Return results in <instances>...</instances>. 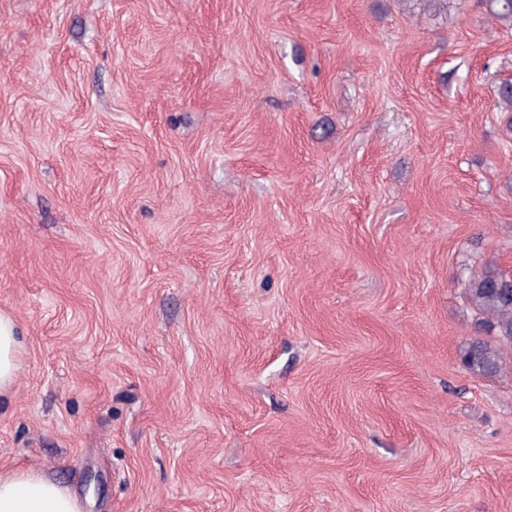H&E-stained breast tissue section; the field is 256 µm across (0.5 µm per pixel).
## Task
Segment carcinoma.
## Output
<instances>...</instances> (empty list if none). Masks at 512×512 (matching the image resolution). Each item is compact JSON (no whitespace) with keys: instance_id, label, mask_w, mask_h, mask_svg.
<instances>
[{"instance_id":"obj_1","label":"carcinoma","mask_w":512,"mask_h":512,"mask_svg":"<svg viewBox=\"0 0 512 512\" xmlns=\"http://www.w3.org/2000/svg\"><path fill=\"white\" fill-rule=\"evenodd\" d=\"M489 15L512 24V0H483ZM476 309L496 332L494 341L475 340L462 349L463 364L474 372L493 375L503 368L504 349L512 348V283L495 273L474 281L468 289Z\"/></svg>"}]
</instances>
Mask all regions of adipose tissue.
I'll use <instances>...</instances> for the list:
<instances>
[{
	"instance_id": "1",
	"label": "adipose tissue",
	"mask_w": 512,
	"mask_h": 512,
	"mask_svg": "<svg viewBox=\"0 0 512 512\" xmlns=\"http://www.w3.org/2000/svg\"><path fill=\"white\" fill-rule=\"evenodd\" d=\"M23 359L18 324L0 311V397L16 384ZM0 512H81L76 496L42 474L0 470Z\"/></svg>"
}]
</instances>
